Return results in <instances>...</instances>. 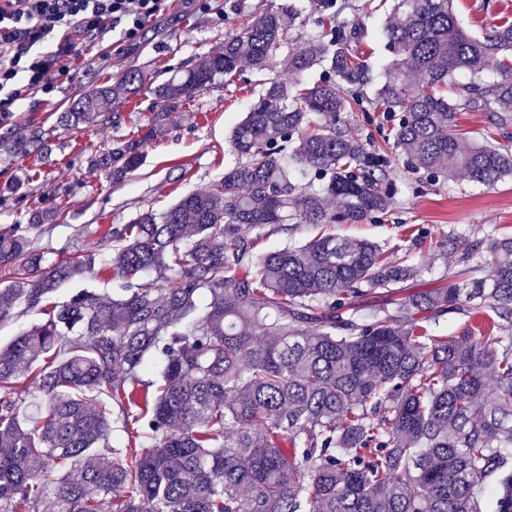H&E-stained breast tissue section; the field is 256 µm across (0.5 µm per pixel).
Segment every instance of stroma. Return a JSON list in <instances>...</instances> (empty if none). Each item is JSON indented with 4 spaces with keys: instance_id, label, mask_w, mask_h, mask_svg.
I'll list each match as a JSON object with an SVG mask.
<instances>
[{
    "instance_id": "stroma-1",
    "label": "stroma",
    "mask_w": 512,
    "mask_h": 512,
    "mask_svg": "<svg viewBox=\"0 0 512 512\" xmlns=\"http://www.w3.org/2000/svg\"><path fill=\"white\" fill-rule=\"evenodd\" d=\"M349 2L341 19L362 32L357 48L372 82L363 90L362 107L341 118L368 151L385 159L391 204L361 223H336L335 232L378 242L393 262L421 268L418 287L437 288L456 269L448 254L449 234L487 225L512 233V175L487 187L436 177L408 162L394 146L398 114L375 111L372 104L391 60L382 28L394 2ZM280 4L296 15L292 36L313 32L311 0H167L162 15L145 26L135 43L79 45L70 75L52 100L29 99L0 122V141L31 125L49 131L44 150L25 157L0 145V225L26 223L33 209L61 208L60 219L32 232L35 247L51 262L87 253L104 260L110 256L102 243L108 225L161 211L221 178L238 160L230 145L231 131L261 90L263 77L251 70L243 71L238 85L219 83L205 89L179 112L155 114L153 96L145 90L136 103L120 105L116 118L107 123L64 129L57 126V115L88 86L114 83L133 67L164 80L169 69L190 64L246 25L249 6ZM453 9L461 26L476 36L512 21V0H454ZM152 120L161 132L147 141L143 135ZM137 139L143 142V165L125 182L112 184L97 158ZM413 234L422 236V244H411Z\"/></svg>"
}]
</instances>
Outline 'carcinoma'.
<instances>
[{
  "mask_svg": "<svg viewBox=\"0 0 512 512\" xmlns=\"http://www.w3.org/2000/svg\"><path fill=\"white\" fill-rule=\"evenodd\" d=\"M315 6L319 31L296 47L295 15L264 9L151 89L161 111L176 112L280 56L298 76L324 74L266 81L232 130L234 167L161 212L108 225L115 291L53 300L96 265L92 254L49 263L33 246L30 232L60 210L0 227V265L14 266L0 321L21 307L46 315L0 348V512H39L45 499L53 512H512V234L448 236L458 269L442 287L417 288L419 267L333 233L390 198L383 161L340 118L370 82L351 48L357 32L339 21L344 6ZM383 35L392 60L376 102L401 113L396 147L453 179L492 186L512 174L509 145L464 147L454 134L463 109L512 125V22L477 37L452 0H397ZM152 79L131 68L90 86L59 123L106 121ZM42 139L25 130L12 145L27 156ZM98 164L124 181L143 164L140 142ZM288 224L323 230L249 260L251 232ZM378 290L405 296L361 318L358 304ZM449 311L470 325L435 335ZM484 326L500 334L477 335ZM153 360L158 380L148 381ZM109 400L146 448L112 447Z\"/></svg>",
  "mask_w": 512,
  "mask_h": 512,
  "instance_id": "obj_1",
  "label": "carcinoma"
}]
</instances>
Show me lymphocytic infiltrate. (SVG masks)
<instances>
[{
  "mask_svg": "<svg viewBox=\"0 0 512 512\" xmlns=\"http://www.w3.org/2000/svg\"><path fill=\"white\" fill-rule=\"evenodd\" d=\"M164 0H0V120L19 102L50 100L80 43L121 30L136 40Z\"/></svg>",
  "mask_w": 512,
  "mask_h": 512,
  "instance_id": "lymphocytic-infiltrate-1",
  "label": "lymphocytic infiltrate"
}]
</instances>
